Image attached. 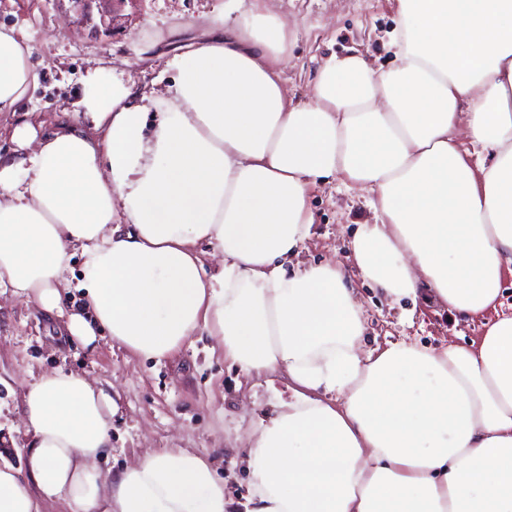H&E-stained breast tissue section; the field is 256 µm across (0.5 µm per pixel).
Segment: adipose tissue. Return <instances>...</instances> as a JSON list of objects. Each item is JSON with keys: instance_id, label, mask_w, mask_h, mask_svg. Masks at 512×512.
Masks as SVG:
<instances>
[{"instance_id": "1", "label": "adipose tissue", "mask_w": 512, "mask_h": 512, "mask_svg": "<svg viewBox=\"0 0 512 512\" xmlns=\"http://www.w3.org/2000/svg\"><path fill=\"white\" fill-rule=\"evenodd\" d=\"M394 59L333 56L289 98L288 27L250 0L170 62L156 128L131 86L90 71L84 129L14 130L0 155V295L63 319L73 338L162 361L198 332L288 395L257 416L244 502L188 448L98 465L119 406L79 372L28 382L20 464L0 463V512H512V316L479 344L405 342L362 354L344 268L293 265L311 190L340 178L379 214L350 243L393 300L476 317L512 271V0H396ZM34 32L0 24V113L37 88ZM481 147L473 169L458 134ZM219 263L206 272L199 244ZM83 257L80 309L61 291Z\"/></svg>"}]
</instances>
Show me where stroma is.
Here are the masks:
<instances>
[{"mask_svg": "<svg viewBox=\"0 0 512 512\" xmlns=\"http://www.w3.org/2000/svg\"><path fill=\"white\" fill-rule=\"evenodd\" d=\"M288 24V63L283 69L290 96L305 98L322 61L347 49L362 51L374 67L388 66L395 0H270ZM224 0H0V23L36 31L32 59L40 88L20 112L0 114V154L12 153L14 127L37 124L50 135L62 112L84 91L89 70L104 68L113 79L135 85L138 93L165 96L173 80L166 62L201 38ZM312 235L298 260L307 265L333 260L352 268L349 241L358 225L376 214L370 194L340 180L311 193ZM366 315L364 351L405 341L430 347L468 345L479 340L487 322L512 314V275L503 283L495 309L467 319L433 301L384 298L354 280ZM77 370L119 394L109 454L102 470L118 471L145 452L190 448L212 459L225 479V493H247L242 448L256 415L270 410L285 380L268 385L225 364L215 341L191 337L162 363L133 356L99 337L83 348L61 321L32 304L0 297V457L19 463L29 438L21 421L22 390L30 377L53 370Z\"/></svg>", "mask_w": 512, "mask_h": 512, "instance_id": "35a3bbf8", "label": "stroma"}]
</instances>
